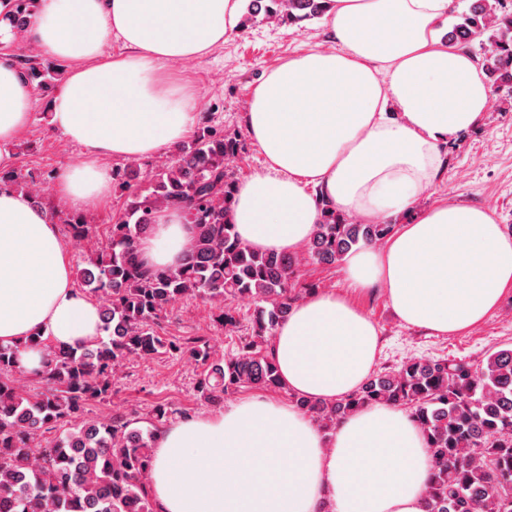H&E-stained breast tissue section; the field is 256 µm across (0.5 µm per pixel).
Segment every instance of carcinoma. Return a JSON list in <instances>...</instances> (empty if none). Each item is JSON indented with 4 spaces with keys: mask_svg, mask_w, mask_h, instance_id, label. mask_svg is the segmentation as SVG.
I'll use <instances>...</instances> for the list:
<instances>
[{
    "mask_svg": "<svg viewBox=\"0 0 512 512\" xmlns=\"http://www.w3.org/2000/svg\"><path fill=\"white\" fill-rule=\"evenodd\" d=\"M38 0H9L16 27L35 16ZM332 0H249L248 14L297 25L324 16ZM505 0H471L448 32V41L481 64L489 80L512 83V10ZM18 64L40 88L56 79L54 68L20 55ZM239 135L206 125L166 163L142 176L126 167L113 172L128 191L125 213L108 230L104 249L77 267L76 278L104 300L105 336L83 348L53 353L40 375L42 390L21 383L20 351L0 346V512H157L147 487L157 434L189 412L168 403L152 407L148 427L130 420L84 419L85 406L107 398L112 376L131 356L188 355L207 366L196 391L211 405L243 389L282 391L269 343L301 295V262L295 256L259 252L246 245L228 221L237 182L226 162L237 157ZM27 190L39 202L34 182L0 171V181ZM164 206L183 210L194 233L173 268H149L139 245ZM80 245L92 236L82 216L66 220ZM393 224H352L325 206L306 244L307 259L334 264L354 247L387 240ZM199 297L256 301L244 335L220 362L211 361L204 339H167L155 325L174 303ZM323 429L362 407L402 406L422 431L432 469L425 512H512V348L492 351L479 364L463 359L412 358L392 371L371 374L359 389L324 404L289 395ZM61 423L68 432L50 441Z\"/></svg>",
    "mask_w": 512,
    "mask_h": 512,
    "instance_id": "obj_1",
    "label": "carcinoma"
}]
</instances>
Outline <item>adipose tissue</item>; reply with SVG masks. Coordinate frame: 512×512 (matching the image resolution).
Instances as JSON below:
<instances>
[{
	"label": "adipose tissue",
	"instance_id": "ef3b65f1",
	"mask_svg": "<svg viewBox=\"0 0 512 512\" xmlns=\"http://www.w3.org/2000/svg\"><path fill=\"white\" fill-rule=\"evenodd\" d=\"M450 2L333 0V49L290 58L253 89L245 124L264 168L238 185L229 213L245 244L293 254L324 206L371 221L409 210L436 182L443 146L479 124L491 97L481 65L446 38ZM242 4L39 0L22 35L66 64L48 123L89 156L56 186L72 208L110 194L103 158L146 159L183 143L199 120L194 96L162 71L223 44ZM17 35L0 7L1 170L32 118L34 86L7 52ZM111 38L122 53H105ZM193 232L181 209H160L140 243L145 264L177 265ZM345 274L354 289H383L403 325L461 333L512 287V237L489 210L435 205L382 248L350 252ZM36 333L40 344L27 346ZM102 334L57 224L0 182V345L20 347L33 373L53 351ZM380 347L368 315L316 291L278 326L271 352L289 392L332 403L366 381ZM430 470L424 436L401 408H363L328 433L293 406L255 396L163 429L149 486L159 512H423Z\"/></svg>",
	"mask_w": 512,
	"mask_h": 512
}]
</instances>
